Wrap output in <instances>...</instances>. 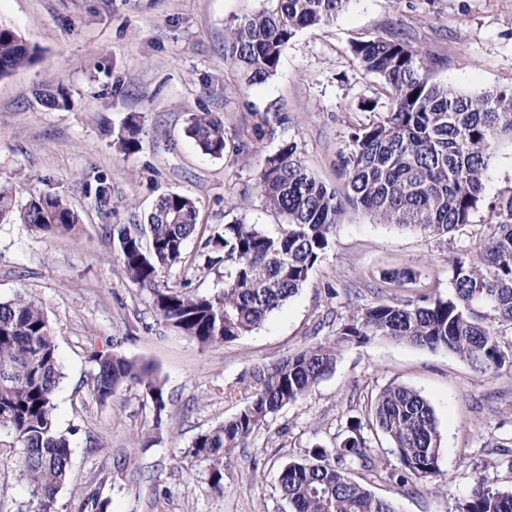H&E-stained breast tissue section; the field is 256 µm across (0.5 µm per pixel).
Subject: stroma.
I'll return each mask as SVG.
<instances>
[{
	"instance_id": "35a3bbf8",
	"label": "stroma",
	"mask_w": 512,
	"mask_h": 512,
	"mask_svg": "<svg viewBox=\"0 0 512 512\" xmlns=\"http://www.w3.org/2000/svg\"><path fill=\"white\" fill-rule=\"evenodd\" d=\"M275 0H0V22L39 50L37 62L0 79V183L17 200L34 192L67 199L81 222L74 233H44L20 221L0 223V301L24 293L42 305L64 377L55 396L58 428L71 433L72 481L58 512H291L279 470L306 448L333 446L347 417L391 384L414 388L433 407L442 437L440 473L402 491L390 480L388 440L371 438L382 463L373 476L353 469L397 512H456L477 480L512 491V368L479 375L453 354L394 340L347 349L333 374L304 400L284 407L224 468V492H208L206 467L187 454L199 434L244 405V380L270 364L332 338L352 304L418 295L447 296L451 249L418 230L378 224L349 211L324 258L297 295L250 335L200 346L164 322L149 291L121 273L118 230L144 223L160 196L192 198L200 234L186 246L241 220L268 233L286 217L258 187L265 155L293 144L329 190L345 194L340 153L350 128L390 108L379 77L354 60L350 44L394 32L430 59L432 81L477 95L512 83V0H352L336 22L299 30L274 77L249 83L224 59L227 25ZM61 78L73 99L53 111L37 99ZM377 102L375 111L363 101ZM224 122L223 157L188 138L192 113ZM142 122L141 148H113L130 114ZM112 187L111 216L93 205L90 186ZM512 190V140L499 141L484 180L485 206L470 239L487 236L489 201ZM410 268L416 283L378 294L384 272ZM118 352L153 362L166 410L155 426L153 403L132 386L107 402L93 399L92 356ZM16 440L0 431V512H26L30 495L15 470ZM258 482H251V475Z\"/></svg>"
}]
</instances>
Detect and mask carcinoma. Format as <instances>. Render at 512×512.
Returning <instances> with one entry per match:
<instances>
[{"mask_svg": "<svg viewBox=\"0 0 512 512\" xmlns=\"http://www.w3.org/2000/svg\"><path fill=\"white\" fill-rule=\"evenodd\" d=\"M225 29L224 58L251 83L277 73L281 56L296 32L329 25L352 0H276ZM365 70L380 75L390 98L381 119L351 129L342 163L349 192L339 197L302 163L292 144L268 155L258 187L269 207L288 223L275 234L255 224H226L213 231L197 257L209 268L224 266V288L189 294L160 285L186 262L187 243L199 233L195 202L163 195L147 217V229L118 231V263L125 278L150 291L156 313L201 346L227 343L256 330L294 296L328 249L349 208H359L379 224L414 228L437 243L461 232L484 204V180L495 147L512 137V84L479 95L458 94L432 81L427 57L409 40L392 34L351 45ZM39 51L13 27L0 24V78L33 65ZM40 104L56 111L71 106L69 89L53 80L38 93ZM139 116L126 117L116 137L118 152L139 151ZM186 134L212 157L224 156V122L212 112L192 117ZM95 208L112 213V187L95 180ZM495 224L477 244L461 243L448 261L452 292L424 295L407 304L381 301L354 305L334 338L304 347L272 365L252 368L248 396L235 416L199 434L188 455L206 464L208 490L224 493V458L246 448L255 432L284 407L305 399L332 374L344 351L391 339L431 351L450 352L478 374L512 366L497 333L470 316L475 302L487 304L501 323L512 325V189L488 204ZM36 231L70 233L78 213L55 193L25 201L0 186V221L13 217ZM416 280L411 268L384 273V287ZM94 399L105 402L117 391L138 385L150 396L155 426L166 409L163 386L150 362L112 352L93 356ZM63 378L48 318L31 297L0 301V430L20 446L16 467L30 488L33 512H57L58 492L70 483L73 449L54 425V397ZM384 434L396 461L393 477L401 489L440 473L442 438L433 407L405 385L385 387L362 416L347 419L341 440L318 445L281 467L278 484L292 512H396L392 501L372 494L349 476L351 467H376L366 432ZM458 512H512V492L477 481L458 503Z\"/></svg>", "mask_w": 512, "mask_h": 512, "instance_id": "obj_1", "label": "carcinoma"}]
</instances>
